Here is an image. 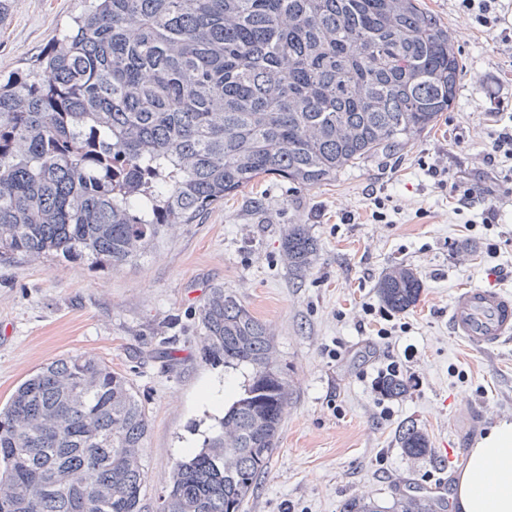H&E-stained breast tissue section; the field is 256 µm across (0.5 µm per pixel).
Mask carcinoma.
Returning a JSON list of instances; mask_svg holds the SVG:
<instances>
[{"mask_svg": "<svg viewBox=\"0 0 512 512\" xmlns=\"http://www.w3.org/2000/svg\"><path fill=\"white\" fill-rule=\"evenodd\" d=\"M463 77L455 38L420 0H91L0 81V259L117 270L266 176L321 186L417 143ZM282 252L300 273L317 242L291 224ZM422 291L405 265L377 284L395 313ZM198 320L202 358L251 374L219 431L173 463L157 512H245L292 389L269 326L233 293L211 287ZM407 389L392 373L378 383L389 398ZM148 431L112 366L46 364L0 407V512H143ZM398 443L411 459L432 451L412 422ZM442 509L408 498L393 512ZM342 512L380 509L352 496Z\"/></svg>", "mask_w": 512, "mask_h": 512, "instance_id": "carcinoma-1", "label": "carcinoma"}]
</instances>
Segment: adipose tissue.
<instances>
[{"label":"adipose tissue","instance_id":"adipose-tissue-1","mask_svg":"<svg viewBox=\"0 0 512 512\" xmlns=\"http://www.w3.org/2000/svg\"><path fill=\"white\" fill-rule=\"evenodd\" d=\"M454 500L458 512H512V422L494 425L470 449Z\"/></svg>","mask_w":512,"mask_h":512}]
</instances>
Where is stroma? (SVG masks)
I'll return each instance as SVG.
<instances>
[{
    "instance_id": "1",
    "label": "stroma",
    "mask_w": 512,
    "mask_h": 512,
    "mask_svg": "<svg viewBox=\"0 0 512 512\" xmlns=\"http://www.w3.org/2000/svg\"><path fill=\"white\" fill-rule=\"evenodd\" d=\"M422 5L455 36L465 75L452 109L417 143L321 186L265 177L198 223L174 226L117 271L62 258L0 261V405L33 371L71 354L124 373L150 421L143 503L156 512L172 464L184 449L198 450L220 420L201 404L202 385L227 382L235 397L248 379L247 368L212 365L200 354L198 309L221 285L270 326L293 388L279 449L248 512H340L352 496L390 512L401 494L453 484L474 442L512 422V344L481 351L448 330L457 289L512 291V184L482 163L489 95L512 86V53L453 0ZM80 9L81 0H6L0 74L27 68ZM422 158L474 188L469 209L457 212L455 197L420 169ZM375 195L386 200L382 222L371 216ZM495 201L498 223H482ZM292 224L306 225L318 244L301 276L281 252ZM491 243L497 254H488ZM395 264L417 272L419 302L389 321L366 315ZM161 347L171 358L155 357ZM394 362L409 390L388 398L375 379ZM407 422L428 435L430 455L402 452L396 435Z\"/></svg>"
}]
</instances>
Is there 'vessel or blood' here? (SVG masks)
Segmentation results:
<instances>
[{
  "label": "vessel or blood",
  "mask_w": 512,
  "mask_h": 512,
  "mask_svg": "<svg viewBox=\"0 0 512 512\" xmlns=\"http://www.w3.org/2000/svg\"><path fill=\"white\" fill-rule=\"evenodd\" d=\"M453 337L481 350L512 342V291L498 287L464 288L448 307Z\"/></svg>",
  "instance_id": "vessel-or-blood-1"
}]
</instances>
